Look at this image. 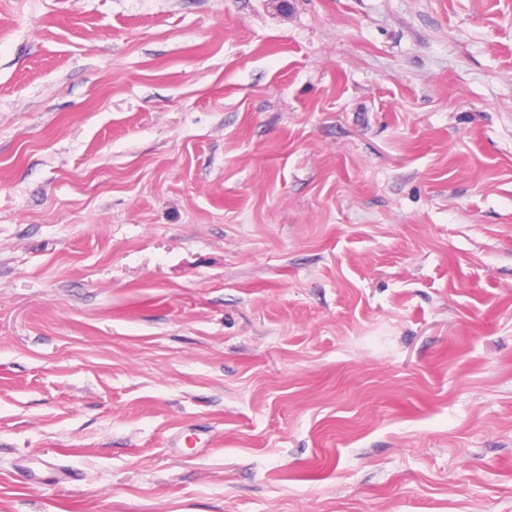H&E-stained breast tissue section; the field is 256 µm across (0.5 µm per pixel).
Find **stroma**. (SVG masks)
<instances>
[{"label":"stroma","mask_w":512,"mask_h":512,"mask_svg":"<svg viewBox=\"0 0 512 512\" xmlns=\"http://www.w3.org/2000/svg\"><path fill=\"white\" fill-rule=\"evenodd\" d=\"M0 512H512V0H0Z\"/></svg>","instance_id":"1"}]
</instances>
